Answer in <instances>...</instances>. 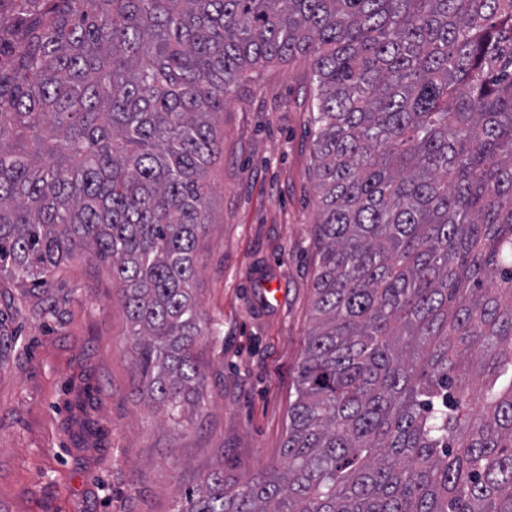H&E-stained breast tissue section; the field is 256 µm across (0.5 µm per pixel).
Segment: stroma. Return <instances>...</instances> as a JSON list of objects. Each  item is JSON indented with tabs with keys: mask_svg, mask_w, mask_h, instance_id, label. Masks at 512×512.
Returning <instances> with one entry per match:
<instances>
[{
	"mask_svg": "<svg viewBox=\"0 0 512 512\" xmlns=\"http://www.w3.org/2000/svg\"><path fill=\"white\" fill-rule=\"evenodd\" d=\"M309 88L307 58L271 62L216 118L193 283L205 390L180 423L136 390L109 265L76 257L42 289L0 277V512H177L203 473L283 461L320 258Z\"/></svg>",
	"mask_w": 512,
	"mask_h": 512,
	"instance_id": "1",
	"label": "stroma"
}]
</instances>
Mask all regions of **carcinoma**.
<instances>
[{"label": "carcinoma", "mask_w": 512, "mask_h": 512, "mask_svg": "<svg viewBox=\"0 0 512 512\" xmlns=\"http://www.w3.org/2000/svg\"><path fill=\"white\" fill-rule=\"evenodd\" d=\"M0 273L112 269L136 389L200 401L214 125L303 55L321 257L283 463L177 512H512V0H11Z\"/></svg>", "instance_id": "1"}]
</instances>
